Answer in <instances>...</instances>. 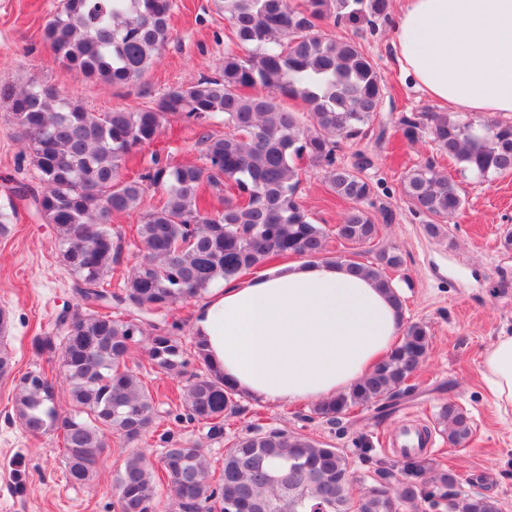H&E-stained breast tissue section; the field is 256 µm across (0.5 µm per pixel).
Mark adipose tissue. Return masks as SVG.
<instances>
[{"label":"adipose tissue","instance_id":"obj_1","mask_svg":"<svg viewBox=\"0 0 512 512\" xmlns=\"http://www.w3.org/2000/svg\"><path fill=\"white\" fill-rule=\"evenodd\" d=\"M404 76L472 117L512 115V0H402L391 37ZM194 332L239 394L270 403L348 391L398 342L388 293L343 262L300 259L224 279ZM495 404L512 412V335L483 355Z\"/></svg>","mask_w":512,"mask_h":512}]
</instances>
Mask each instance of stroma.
I'll return each mask as SVG.
<instances>
[{"label": "stroma", "mask_w": 512, "mask_h": 512, "mask_svg": "<svg viewBox=\"0 0 512 512\" xmlns=\"http://www.w3.org/2000/svg\"><path fill=\"white\" fill-rule=\"evenodd\" d=\"M58 2L0 0V85L48 83L92 112L131 110L157 99L169 87L213 74L229 43L230 26L222 0H174L170 36L159 59L140 79L105 87L77 78L54 61L44 27ZM393 26V21L382 22L376 31L359 37L354 28L329 20L321 25L323 33L332 38L359 37L386 90L384 110L373 132L361 140L341 141L336 155L340 164H353L361 155L371 161L365 174L376 187L374 205L392 214L373 244L355 245L337 238L336 226L349 204L330 190L322 167L305 159L300 162L299 199L327 232V257L368 264L374 247L397 248L404 264L390 277L404 297L402 317L424 323L430 333L414 397L381 424L370 413H363L353 422L352 432L372 433V458L397 465L401 459L392 436L407 424L432 423L440 403L455 401L470 418L473 435L456 448L446 436L435 435L427 462L453 467L466 490L493 495L502 502L503 512H512V414L497 409L481 373L488 345L497 336L512 334V248L503 245L504 234L512 229V173L480 182L461 173L448 157L438 155L428 138L403 141L398 131L401 115L436 112L440 106L401 78L389 44ZM200 133V126L192 122L171 119L153 143L133 152L124 176H137L155 155L181 164L199 162ZM429 159L436 160L465 200L463 209L435 237L426 231V218L410 211L401 191L405 172ZM21 183L36 190L41 187L8 110L0 103V212L13 214L10 224L0 231V309L10 315L6 342L13 357L11 377L0 379V512H116L115 480L132 447L113 441L95 480L74 487L63 475L61 439L53 434L31 436L14 416L15 379L31 371L52 374L58 369L54 360L33 350V336L56 333L62 318L80 302L75 279L60 261L52 225L41 223L30 207L13 201L11 189ZM240 403L243 411L226 422L222 441L207 439L201 426L170 417L135 448L155 462L163 448L161 433L176 440L190 438L200 443L218 468L228 440L238 432L251 426L279 428L347 449L356 459L357 476H364L367 466L358 461L359 451L351 446L352 433H341L317 419L306 420L312 402L271 404L244 396ZM19 457L29 475L22 494L11 478L12 463Z\"/></svg>", "instance_id": "35a3bbf8"}]
</instances>
